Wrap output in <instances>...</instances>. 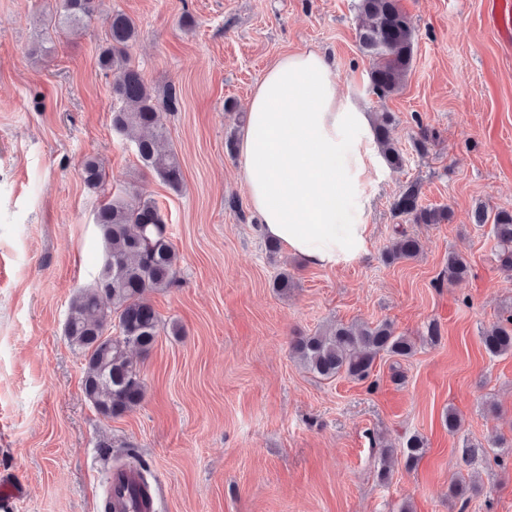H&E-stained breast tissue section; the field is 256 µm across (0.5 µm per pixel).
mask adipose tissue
Wrapping results in <instances>:
<instances>
[{"label": "adipose tissue", "instance_id": "ef3b65f1", "mask_svg": "<svg viewBox=\"0 0 512 512\" xmlns=\"http://www.w3.org/2000/svg\"><path fill=\"white\" fill-rule=\"evenodd\" d=\"M334 68L315 51L282 56L250 100L239 148L262 234L331 269L367 253L373 187L387 176L374 117L337 95Z\"/></svg>", "mask_w": 512, "mask_h": 512}]
</instances>
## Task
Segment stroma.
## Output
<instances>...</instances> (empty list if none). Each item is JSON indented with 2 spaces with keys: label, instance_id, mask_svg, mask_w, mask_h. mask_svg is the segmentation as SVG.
Returning <instances> with one entry per match:
<instances>
[{
  "label": "stroma",
  "instance_id": "obj_1",
  "mask_svg": "<svg viewBox=\"0 0 512 512\" xmlns=\"http://www.w3.org/2000/svg\"><path fill=\"white\" fill-rule=\"evenodd\" d=\"M56 3L0 0V482L24 488L11 512H104L107 469L132 460L151 473L155 512H512V456L489 446L512 438V356L480 340L512 309V277L474 222L480 208L512 210V45L489 24V0H401L414 61L385 99L369 87L357 0H99L73 33L52 29ZM117 10L137 28L130 66L156 93L179 92L165 124L181 189L112 128L119 103L98 54ZM307 50L334 60L341 96L393 114L404 156L373 189L368 255L341 269L269 252L239 164L255 89L282 55ZM88 156L106 172L95 188L79 173ZM411 182L422 205L447 207V223L393 213ZM121 191L166 218L177 282L149 300L182 333L139 355L143 403L106 420L63 324L101 266L95 215ZM400 230L421 253L386 264ZM452 252L471 266L453 284ZM284 269L294 286L281 296L271 283ZM380 321L415 353L378 357L366 381L321 378L290 351L327 325ZM451 408L456 434L443 424ZM412 433L427 448L409 468L400 450ZM458 478L476 488L449 498Z\"/></svg>",
  "mask_w": 512,
  "mask_h": 512
}]
</instances>
